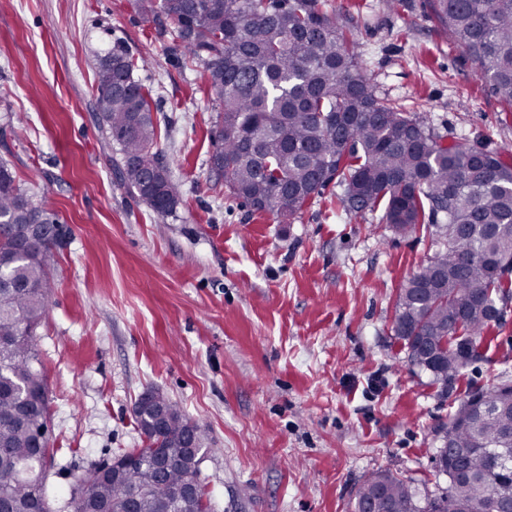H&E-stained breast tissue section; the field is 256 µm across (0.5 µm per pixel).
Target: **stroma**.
Instances as JSON below:
<instances>
[{"label": "stroma", "mask_w": 512, "mask_h": 512, "mask_svg": "<svg viewBox=\"0 0 512 512\" xmlns=\"http://www.w3.org/2000/svg\"><path fill=\"white\" fill-rule=\"evenodd\" d=\"M327 2L381 95L447 142L512 164V109L427 0ZM117 45L152 91L158 147L181 186L165 217L119 186L95 107V67ZM202 72L135 0H0V159L68 230L37 330L53 512L79 477L142 447L133 407L149 389L204 430L201 478L218 512H352L379 470L441 493L434 456L449 414L512 382V308L448 388L410 369L394 305L427 237L347 215L333 184L288 224L231 197L209 171Z\"/></svg>", "instance_id": "stroma-1"}]
</instances>
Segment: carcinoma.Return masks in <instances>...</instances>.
Wrapping results in <instances>:
<instances>
[{
    "mask_svg": "<svg viewBox=\"0 0 512 512\" xmlns=\"http://www.w3.org/2000/svg\"><path fill=\"white\" fill-rule=\"evenodd\" d=\"M443 31L475 63L478 79L512 107V0H429ZM146 17L173 25L177 48L202 64L212 109L210 170L231 196L288 224L330 185L350 216L381 212L399 235L428 231L432 254L400 288L392 330L406 362L443 388L475 357L499 305L512 299V165L483 148L448 144L427 118L380 97L356 51L354 32L324 0H137ZM129 52L114 47L95 72L96 103L116 154L121 185L167 216L180 202L157 148L149 88L134 78ZM163 170L156 191L144 181ZM57 222L0 162V498L15 512L49 504L32 422L50 421L40 397L47 376L36 330L51 285L48 266L62 233L34 240L27 224ZM439 351L429 360L422 345ZM165 423L146 413L136 422L146 440L91 471L71 489V512H213L206 487L182 492V459L193 424L165 400ZM512 436V385L474 391L449 415L435 456L448 487L423 497L415 484L387 470L359 487L353 512L373 499L387 512H464L477 500L485 512L512 503V464L490 449Z\"/></svg>",
    "mask_w": 512,
    "mask_h": 512,
    "instance_id": "1",
    "label": "carcinoma"
}]
</instances>
